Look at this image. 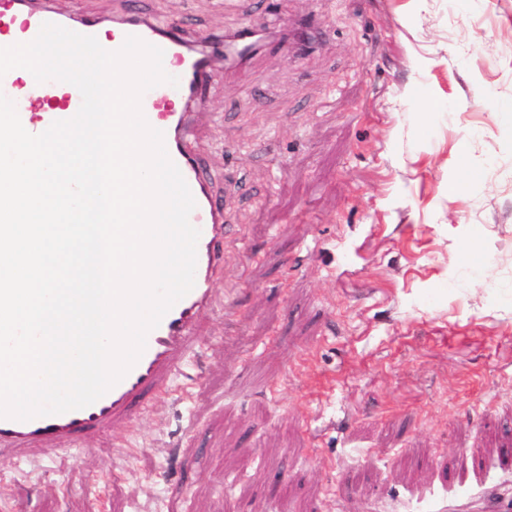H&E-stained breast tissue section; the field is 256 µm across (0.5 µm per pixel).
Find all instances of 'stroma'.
<instances>
[{"instance_id": "1", "label": "stroma", "mask_w": 512, "mask_h": 512, "mask_svg": "<svg viewBox=\"0 0 512 512\" xmlns=\"http://www.w3.org/2000/svg\"><path fill=\"white\" fill-rule=\"evenodd\" d=\"M181 40L210 67L193 148L233 227L178 398L0 457V512H453L512 496V0H36ZM480 182L465 185L467 167ZM462 190H455V183ZM480 232L487 265L461 266ZM259 264H252V257ZM242 319L227 330L225 307Z\"/></svg>"}]
</instances>
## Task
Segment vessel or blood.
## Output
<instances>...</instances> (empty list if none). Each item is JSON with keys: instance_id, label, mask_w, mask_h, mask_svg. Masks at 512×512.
I'll use <instances>...</instances> for the list:
<instances>
[{"instance_id": "obj_1", "label": "vessel or blood", "mask_w": 512, "mask_h": 512, "mask_svg": "<svg viewBox=\"0 0 512 512\" xmlns=\"http://www.w3.org/2000/svg\"><path fill=\"white\" fill-rule=\"evenodd\" d=\"M46 22L95 36L111 52L119 50L130 36L163 50L165 72L177 75L185 91L175 99L169 95L166 85H156L143 94L141 109L148 124L163 132L167 153L192 193L196 206L190 222L199 229L200 236L194 286L149 331L145 350L137 363L105 395L87 407L27 421L0 418V455L22 459L36 452L61 450L74 445L77 437L120 424L125 431L117 437L116 445L132 457L137 450L127 429L138 414L147 410L146 392L159 397L168 394L171 378L178 371L183 355L196 341L197 321L210 304L213 275L222 260L221 244L231 235L230 225L225 224L222 210L209 192V178L185 143L187 108L203 96L209 60L204 53L189 57L174 32L138 14H130L125 22L107 31L98 19L72 22L53 10L33 6L30 0H0V45L32 41ZM0 93L16 99L20 121L32 134L44 132L53 122L71 119L82 103L75 86L58 81L40 84L33 79L21 84L11 72L0 78Z\"/></svg>"}]
</instances>
